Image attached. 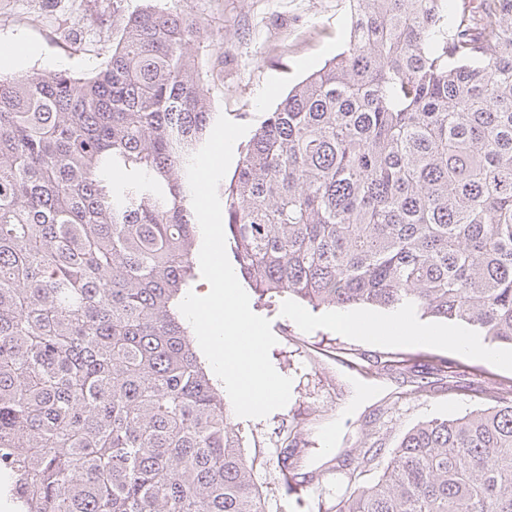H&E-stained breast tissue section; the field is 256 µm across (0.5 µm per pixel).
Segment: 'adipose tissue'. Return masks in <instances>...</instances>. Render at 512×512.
I'll list each match as a JSON object with an SVG mask.
<instances>
[{
    "mask_svg": "<svg viewBox=\"0 0 512 512\" xmlns=\"http://www.w3.org/2000/svg\"><path fill=\"white\" fill-rule=\"evenodd\" d=\"M336 322L340 326L356 332L358 335L376 340L384 336L387 328H394L398 336L419 341L448 343L462 352L480 354L489 359H498L497 351L481 346L473 337L461 332L446 333V331H430L413 323L404 311H395L391 318L370 317L361 318L342 312L337 314Z\"/></svg>",
    "mask_w": 512,
    "mask_h": 512,
    "instance_id": "1",
    "label": "adipose tissue"
}]
</instances>
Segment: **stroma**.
<instances>
[{"label":"stroma","mask_w":512,"mask_h":512,"mask_svg":"<svg viewBox=\"0 0 512 512\" xmlns=\"http://www.w3.org/2000/svg\"><path fill=\"white\" fill-rule=\"evenodd\" d=\"M177 7L205 26L190 51L213 69L210 103L230 120L258 127L289 89L321 68L346 45L348 0H153ZM144 0H0V47L16 41L35 55L0 61V72L94 71L120 34L113 17L143 6ZM252 311L270 320L277 339L269 353L274 368L292 380L288 404L263 418L231 416L242 438L267 512H329L355 487L376 481L379 470L352 476L353 460L367 440L386 447L411 427L434 418L465 415L493 406L512 385V364L466 354L447 345L397 337L373 341L336 326L335 308L312 309L287 297L250 294ZM414 357L416 371L389 370V356ZM463 374L449 386L441 364ZM431 383L432 393L421 392ZM379 390L365 409L353 406L359 387ZM398 402L394 414L386 404ZM339 435L341 451L327 461L319 452L325 438ZM301 449L298 473L319 463L321 474L305 490L287 495L277 470L285 448Z\"/></svg>","instance_id":"1"}]
</instances>
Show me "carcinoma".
I'll return each instance as SVG.
<instances>
[{"mask_svg": "<svg viewBox=\"0 0 512 512\" xmlns=\"http://www.w3.org/2000/svg\"><path fill=\"white\" fill-rule=\"evenodd\" d=\"M218 186L260 294L410 309L512 347V0H349ZM203 24L144 5L90 76L0 73V471L18 512H265L179 304ZM382 446L357 457L378 467ZM336 512H512V389L431 419Z\"/></svg>", "mask_w": 512, "mask_h": 512, "instance_id": "1", "label": "carcinoma"}]
</instances>
